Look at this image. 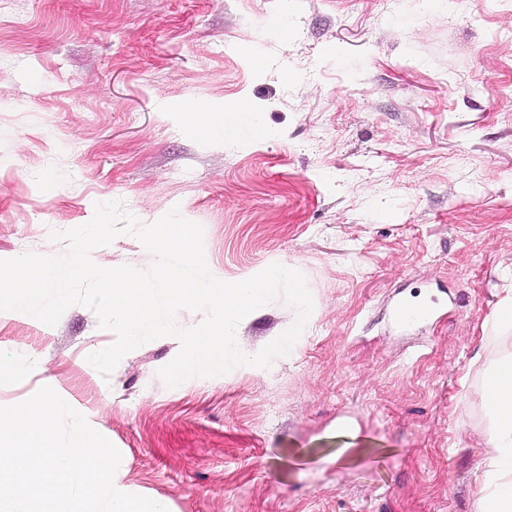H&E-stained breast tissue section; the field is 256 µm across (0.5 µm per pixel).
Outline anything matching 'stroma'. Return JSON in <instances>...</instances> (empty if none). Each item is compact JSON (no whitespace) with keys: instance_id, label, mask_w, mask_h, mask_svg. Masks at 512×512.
Returning a JSON list of instances; mask_svg holds the SVG:
<instances>
[{"instance_id":"obj_1","label":"stroma","mask_w":512,"mask_h":512,"mask_svg":"<svg viewBox=\"0 0 512 512\" xmlns=\"http://www.w3.org/2000/svg\"><path fill=\"white\" fill-rule=\"evenodd\" d=\"M241 106L224 138L184 112ZM122 201L200 224L211 273L301 271L314 309L288 355L168 387V336L110 378L96 314L0 313L30 370L169 512H474L485 366L512 350V0H0V259L66 254L51 231ZM102 267L155 262L123 234ZM434 311L404 327L399 301ZM283 300L239 331L258 352Z\"/></svg>"}]
</instances>
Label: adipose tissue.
Segmentation results:
<instances>
[{"label":"adipose tissue","mask_w":512,"mask_h":512,"mask_svg":"<svg viewBox=\"0 0 512 512\" xmlns=\"http://www.w3.org/2000/svg\"><path fill=\"white\" fill-rule=\"evenodd\" d=\"M481 399L489 418L488 462L478 484L474 512H512V351L486 370Z\"/></svg>","instance_id":"adipose-tissue-1"}]
</instances>
